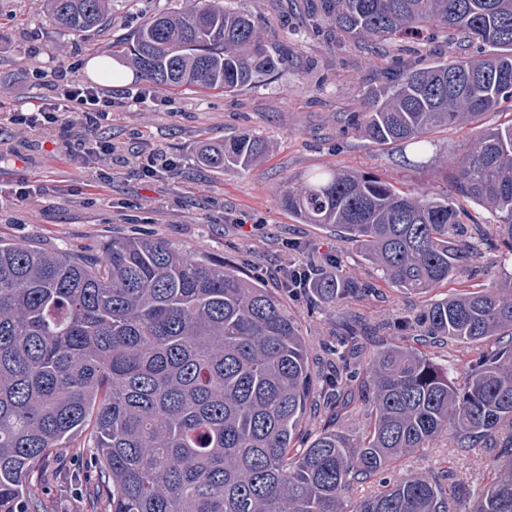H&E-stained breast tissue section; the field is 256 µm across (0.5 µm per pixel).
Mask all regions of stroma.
<instances>
[{"instance_id":"35a3bbf8","label":"stroma","mask_w":512,"mask_h":512,"mask_svg":"<svg viewBox=\"0 0 512 512\" xmlns=\"http://www.w3.org/2000/svg\"><path fill=\"white\" fill-rule=\"evenodd\" d=\"M169 5L170 0H112L106 30L75 35L57 29L40 0H0V113L40 104L48 93L36 74L40 68L72 66L82 80L99 81L89 61L105 55L113 36L132 34L145 18ZM234 5L288 45L287 63L264 84L233 96L181 89L143 99L139 93L145 83L129 69L103 82L129 106L112 124L113 143H162L178 164L177 175L122 174L100 184L95 170L72 168L62 148L49 142L30 145L17 157L0 154L1 180L24 172L45 186L62 184L68 190L23 210L0 209V240L94 257L115 240L161 238L187 256L232 264L269 288L280 287V266L314 261L328 273L377 285L376 292L356 299L289 300L315 370L335 369L338 320L349 310L380 328L367 338V352L387 344L412 345L419 315L448 293V286L428 295L388 287L360 261L355 246L337 241L320 226L298 223L277 198L288 184L327 168L376 174L415 193L445 190L444 161L462 153L482 130L512 119V101L475 122L439 130L421 154L405 145L370 143L354 128L367 91L395 69L447 56L444 34L428 31L401 41L355 44L313 32L295 12L280 11L279 0H235ZM34 44L40 55H26V47ZM244 132L268 146L257 166L219 175L198 165L203 139L228 141ZM421 350L447 366L459 385L468 361L476 357L466 344H425ZM388 476H437L445 485L461 478L483 486L494 471L486 449H474L462 459L452 436L444 435L433 447L398 460ZM99 480L91 449L74 442L56 450L30 477L42 512H109V498H86L87 488Z\"/></svg>"}]
</instances>
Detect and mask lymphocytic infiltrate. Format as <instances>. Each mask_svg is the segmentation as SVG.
<instances>
[{
	"mask_svg": "<svg viewBox=\"0 0 512 512\" xmlns=\"http://www.w3.org/2000/svg\"><path fill=\"white\" fill-rule=\"evenodd\" d=\"M48 87L49 96L36 108L1 112L0 128L10 127L23 144L36 138L61 144L72 163L99 170L104 184L122 172L149 178L161 171L176 174L177 164L162 144L123 148L113 143L108 130L126 106L111 92L59 69L52 70Z\"/></svg>",
	"mask_w": 512,
	"mask_h": 512,
	"instance_id": "lymphocytic-infiltrate-1",
	"label": "lymphocytic infiltrate"
}]
</instances>
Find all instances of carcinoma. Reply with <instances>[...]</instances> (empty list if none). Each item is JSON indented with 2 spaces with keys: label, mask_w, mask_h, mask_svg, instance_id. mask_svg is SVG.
<instances>
[{
  "label": "carcinoma",
  "mask_w": 512,
  "mask_h": 512,
  "mask_svg": "<svg viewBox=\"0 0 512 512\" xmlns=\"http://www.w3.org/2000/svg\"><path fill=\"white\" fill-rule=\"evenodd\" d=\"M232 0H190L112 39V57L157 89L237 94L284 61L266 27ZM75 34L103 26L112 0H46ZM313 27L355 43L438 29L451 55L393 73L368 92L359 118L376 145H421L432 131L512 101V0H311ZM469 43L480 55L458 58ZM265 153L249 134L205 147L214 172L248 170ZM450 191L411 193L373 174L316 172L279 205L359 248L386 284L426 294L459 279L482 249L512 255V124L478 134L446 165ZM473 203L494 223L458 220ZM325 300L370 289L315 277ZM435 343L497 344L478 352L463 387L420 350L391 345L362 371L371 429H336L295 447L311 395L349 385L311 366L299 323L260 281L189 258L160 238L112 241L96 259L0 242V512H40L31 474L84 436L112 512H512V275L457 290L422 314ZM363 318H341L336 360L364 354ZM456 425V448L494 452V481L445 488L402 477L347 508L350 486L428 448Z\"/></svg>",
  "instance_id": "1"
}]
</instances>
